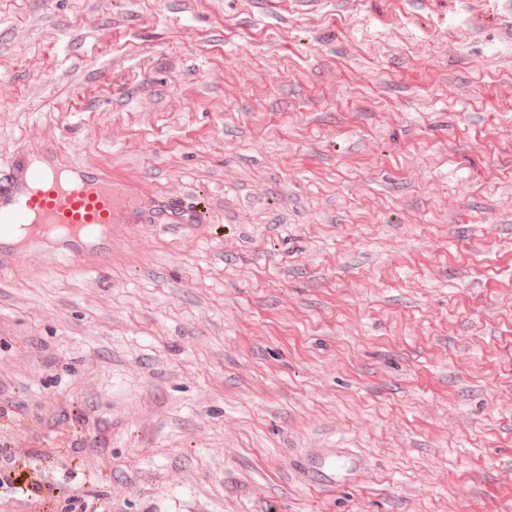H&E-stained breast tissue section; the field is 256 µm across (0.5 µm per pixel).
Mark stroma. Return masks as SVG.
<instances>
[{"mask_svg": "<svg viewBox=\"0 0 512 512\" xmlns=\"http://www.w3.org/2000/svg\"><path fill=\"white\" fill-rule=\"evenodd\" d=\"M41 144L211 208L0 272L55 512H512V0H0Z\"/></svg>", "mask_w": 512, "mask_h": 512, "instance_id": "obj_1", "label": "stroma"}]
</instances>
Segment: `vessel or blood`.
<instances>
[{
  "instance_id": "1",
  "label": "vessel or blood",
  "mask_w": 512,
  "mask_h": 512,
  "mask_svg": "<svg viewBox=\"0 0 512 512\" xmlns=\"http://www.w3.org/2000/svg\"><path fill=\"white\" fill-rule=\"evenodd\" d=\"M210 221L206 205L186 195L145 196L139 183L120 180L94 162L62 166L56 149L23 153L0 169V268L14 264L26 246L56 234L47 261L66 256L112 259V235L144 224L192 230Z\"/></svg>"
}]
</instances>
